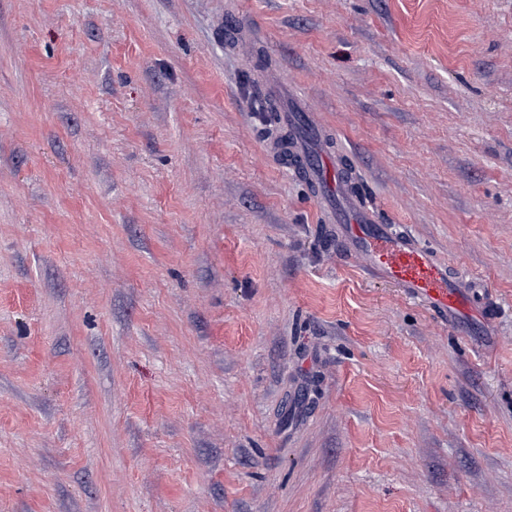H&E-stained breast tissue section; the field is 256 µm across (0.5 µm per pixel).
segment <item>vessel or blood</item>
Instances as JSON below:
<instances>
[{
  "instance_id": "1",
  "label": "vessel or blood",
  "mask_w": 512,
  "mask_h": 512,
  "mask_svg": "<svg viewBox=\"0 0 512 512\" xmlns=\"http://www.w3.org/2000/svg\"><path fill=\"white\" fill-rule=\"evenodd\" d=\"M316 135L318 161L307 170L317 197L336 199V221L344 226L348 256L369 275L395 283L422 301L442 322L453 325L475 311L483 322H491L492 308L478 306L471 282L451 277L447 265L412 236L390 231L352 191V173L335 150L334 134Z\"/></svg>"
}]
</instances>
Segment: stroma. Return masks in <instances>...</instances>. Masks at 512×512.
Returning a JSON list of instances; mask_svg holds the SVG:
<instances>
[{
    "label": "stroma",
    "mask_w": 512,
    "mask_h": 512,
    "mask_svg": "<svg viewBox=\"0 0 512 512\" xmlns=\"http://www.w3.org/2000/svg\"><path fill=\"white\" fill-rule=\"evenodd\" d=\"M270 93L492 323L344 260ZM0 512H512V0H0Z\"/></svg>",
    "instance_id": "1"
}]
</instances>
